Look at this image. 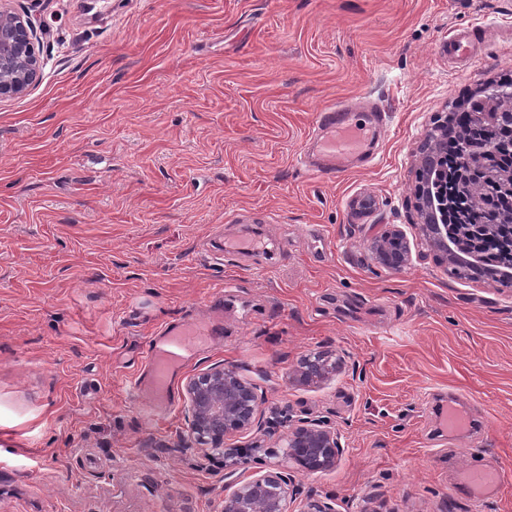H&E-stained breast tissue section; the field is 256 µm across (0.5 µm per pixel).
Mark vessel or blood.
I'll use <instances>...</instances> for the list:
<instances>
[{
  "instance_id": "b4317fda",
  "label": "vessel or blood",
  "mask_w": 512,
  "mask_h": 512,
  "mask_svg": "<svg viewBox=\"0 0 512 512\" xmlns=\"http://www.w3.org/2000/svg\"><path fill=\"white\" fill-rule=\"evenodd\" d=\"M316 123V155L310 162L314 171L334 175L371 160L374 136L353 124L349 112L333 105L318 113ZM220 319V314L214 313L203 320L169 326L151 340L144 375L131 386L134 393L144 398V412H151L156 404H173L176 376L186 367L194 350L212 335ZM457 484L468 497L479 500L499 493L504 479L497 466L488 462L465 468Z\"/></svg>"
}]
</instances>
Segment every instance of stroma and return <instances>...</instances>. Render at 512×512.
Wrapping results in <instances>:
<instances>
[{
	"label": "stroma",
	"mask_w": 512,
	"mask_h": 512,
	"mask_svg": "<svg viewBox=\"0 0 512 512\" xmlns=\"http://www.w3.org/2000/svg\"><path fill=\"white\" fill-rule=\"evenodd\" d=\"M11 0L45 66L0 99V512H221L224 459L188 446V379L217 365L336 428L334 467L289 464L274 432L237 437V475L291 469L336 512H512V288L434 258L369 257L394 224L416 241L413 151L434 113L500 80L512 0ZM475 62L448 58L451 31ZM383 109L375 161L328 180L300 156L317 112ZM377 207L355 214L360 198ZM266 242L220 255L219 244ZM222 326L146 416L129 385L158 329ZM336 372L291 375L310 352ZM457 404L475 427L451 436ZM493 462L497 496L455 492Z\"/></svg>",
	"instance_id": "obj_1"
}]
</instances>
